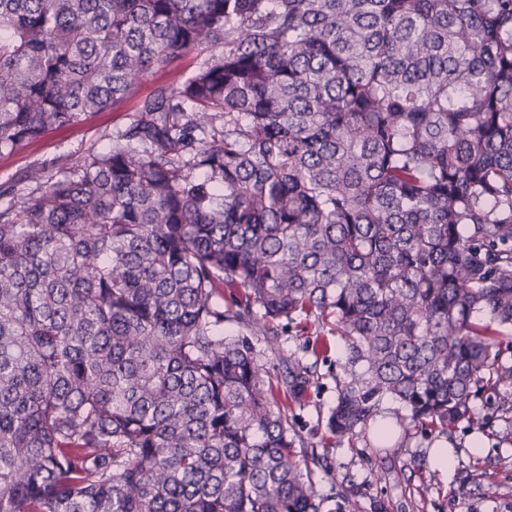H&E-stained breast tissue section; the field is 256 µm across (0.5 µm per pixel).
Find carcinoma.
<instances>
[{
    "mask_svg": "<svg viewBox=\"0 0 512 512\" xmlns=\"http://www.w3.org/2000/svg\"><path fill=\"white\" fill-rule=\"evenodd\" d=\"M191 52L0 209V512H321L226 319L332 320L339 442L512 409V0H0V153Z\"/></svg>",
    "mask_w": 512,
    "mask_h": 512,
    "instance_id": "carcinoma-1",
    "label": "carcinoma"
}]
</instances>
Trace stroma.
<instances>
[{"label":"stroma","instance_id":"stroma-1","mask_svg":"<svg viewBox=\"0 0 512 512\" xmlns=\"http://www.w3.org/2000/svg\"><path fill=\"white\" fill-rule=\"evenodd\" d=\"M137 108L133 97L83 123L51 130L0 153V206L19 201L32 171L55 176L88 152L105 151L112 134L130 123ZM320 335L330 342L322 354L313 349ZM254 347L271 377H280L285 356L302 360L314 373L313 386L289 407L288 419L307 453L319 459L312 479L326 512H334L339 496L348 491L357 495L363 512H512V443L501 438L503 429L512 425V412L501 410L499 387L489 386L473 400L472 422L443 431L400 428L386 443L370 431L353 443H339L326 431L345 362L333 325L318 326L299 317L283 323L276 343L258 339ZM442 442L449 443L454 456L448 473L429 455Z\"/></svg>","mask_w":512,"mask_h":512}]
</instances>
